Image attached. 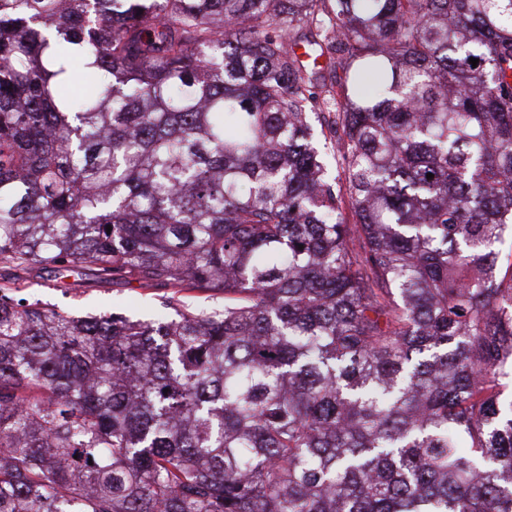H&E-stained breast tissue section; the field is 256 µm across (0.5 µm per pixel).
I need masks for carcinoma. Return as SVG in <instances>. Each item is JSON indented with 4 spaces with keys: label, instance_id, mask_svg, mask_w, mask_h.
<instances>
[{
    "label": "carcinoma",
    "instance_id": "obj_1",
    "mask_svg": "<svg viewBox=\"0 0 512 512\" xmlns=\"http://www.w3.org/2000/svg\"><path fill=\"white\" fill-rule=\"evenodd\" d=\"M508 230L512 0H0V512H512ZM24 292L75 315L120 312L134 319H150L160 307L166 288H140L138 283L99 281L85 271L54 273L27 279Z\"/></svg>",
    "mask_w": 512,
    "mask_h": 512
}]
</instances>
